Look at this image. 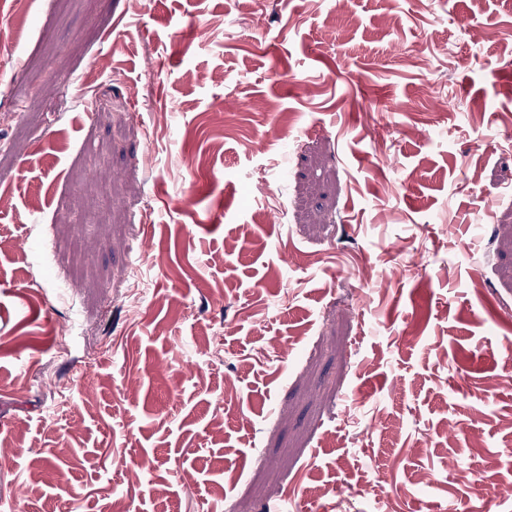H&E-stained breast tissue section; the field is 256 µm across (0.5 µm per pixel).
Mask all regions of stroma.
Returning <instances> with one entry per match:
<instances>
[{
    "instance_id": "obj_1",
    "label": "stroma",
    "mask_w": 512,
    "mask_h": 512,
    "mask_svg": "<svg viewBox=\"0 0 512 512\" xmlns=\"http://www.w3.org/2000/svg\"><path fill=\"white\" fill-rule=\"evenodd\" d=\"M510 60L512 0H0V512H512Z\"/></svg>"
}]
</instances>
